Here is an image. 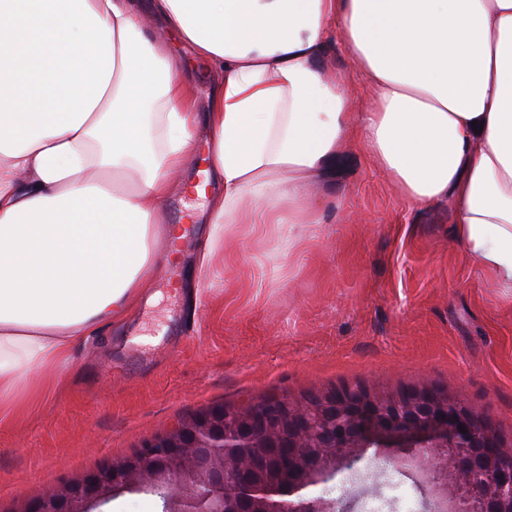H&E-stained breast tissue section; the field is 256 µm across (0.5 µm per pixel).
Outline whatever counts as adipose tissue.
Wrapping results in <instances>:
<instances>
[{"label": "adipose tissue", "mask_w": 512, "mask_h": 512, "mask_svg": "<svg viewBox=\"0 0 512 512\" xmlns=\"http://www.w3.org/2000/svg\"><path fill=\"white\" fill-rule=\"evenodd\" d=\"M336 37L366 111L321 62ZM352 128L404 199L451 201L512 300V0H0V423L149 293L182 233L174 191L207 199L214 245L320 223L309 189ZM202 137L215 192L182 178Z\"/></svg>", "instance_id": "obj_1"}]
</instances>
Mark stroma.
Instances as JSON below:
<instances>
[{"label":"stroma","mask_w":512,"mask_h":512,"mask_svg":"<svg viewBox=\"0 0 512 512\" xmlns=\"http://www.w3.org/2000/svg\"><path fill=\"white\" fill-rule=\"evenodd\" d=\"M324 65L365 109L370 85L340 40ZM311 194L322 221L300 227V245L289 247L286 228L241 224L205 270V214L188 224L194 243L178 271L160 269L152 300L77 347L51 392L0 426V512L132 455L188 413L268 395L426 385L512 441V301L453 241L451 204L403 199L355 137ZM138 338L146 352L133 361L125 343ZM411 458L366 449L363 482L345 491L335 473L311 493L359 504L382 485L380 460L427 501Z\"/></svg>","instance_id":"35a3bbf8"}]
</instances>
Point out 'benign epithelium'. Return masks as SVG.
<instances>
[{
  "label": "benign epithelium",
  "instance_id": "benign-epithelium-1",
  "mask_svg": "<svg viewBox=\"0 0 512 512\" xmlns=\"http://www.w3.org/2000/svg\"><path fill=\"white\" fill-rule=\"evenodd\" d=\"M285 405L290 450L279 459L288 475L298 469L301 477L286 488L252 482L250 471L266 462L263 449L275 447ZM240 409L250 425L246 436L224 429V405H213L121 463H104L45 490L19 512H93L119 493L140 490L162 494L167 512H348L347 505L307 491L372 447L417 450L414 461L435 492V512H512V443L432 387L416 386L394 400L368 389L338 390L316 403L264 399ZM229 475L238 479L230 497L224 491Z\"/></svg>",
  "mask_w": 512,
  "mask_h": 512
}]
</instances>
